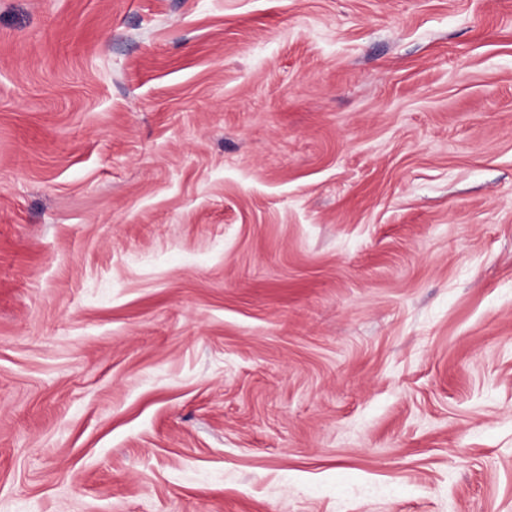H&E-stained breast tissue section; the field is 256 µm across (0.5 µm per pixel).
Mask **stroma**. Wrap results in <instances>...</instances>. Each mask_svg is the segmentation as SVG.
Here are the masks:
<instances>
[{
    "label": "stroma",
    "instance_id": "stroma-1",
    "mask_svg": "<svg viewBox=\"0 0 512 512\" xmlns=\"http://www.w3.org/2000/svg\"><path fill=\"white\" fill-rule=\"evenodd\" d=\"M0 512H512V0H0Z\"/></svg>",
    "mask_w": 512,
    "mask_h": 512
}]
</instances>
